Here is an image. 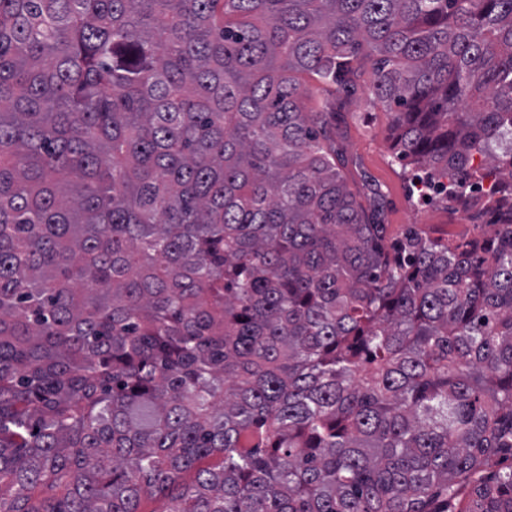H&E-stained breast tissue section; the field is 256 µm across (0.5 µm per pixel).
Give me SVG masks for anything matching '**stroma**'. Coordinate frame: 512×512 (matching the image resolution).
<instances>
[{"label": "stroma", "instance_id": "obj_1", "mask_svg": "<svg viewBox=\"0 0 512 512\" xmlns=\"http://www.w3.org/2000/svg\"><path fill=\"white\" fill-rule=\"evenodd\" d=\"M371 80L370 69H363L360 91L336 121V146L344 159L341 172L349 189L369 209L373 206L370 185L382 186L386 193L385 222L389 235H398L409 227L431 229L447 238L476 235L473 224L445 202L413 195L405 164L395 158L392 115L365 92Z\"/></svg>", "mask_w": 512, "mask_h": 512}]
</instances>
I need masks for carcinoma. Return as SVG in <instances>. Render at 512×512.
<instances>
[{
  "label": "carcinoma",
  "instance_id": "cac0c4a2",
  "mask_svg": "<svg viewBox=\"0 0 512 512\" xmlns=\"http://www.w3.org/2000/svg\"><path fill=\"white\" fill-rule=\"evenodd\" d=\"M492 232L384 243L322 104ZM512 0H0V512H512Z\"/></svg>",
  "mask_w": 512,
  "mask_h": 512
}]
</instances>
